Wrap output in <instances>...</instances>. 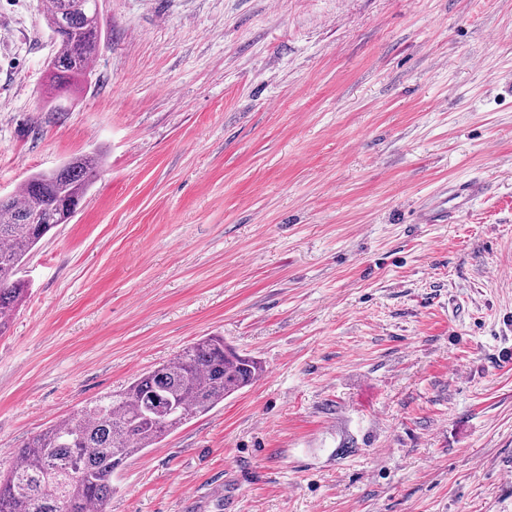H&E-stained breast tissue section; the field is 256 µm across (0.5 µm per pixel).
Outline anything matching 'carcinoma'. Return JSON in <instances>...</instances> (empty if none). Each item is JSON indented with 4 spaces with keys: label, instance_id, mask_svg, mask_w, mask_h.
Segmentation results:
<instances>
[{
    "label": "carcinoma",
    "instance_id": "1",
    "mask_svg": "<svg viewBox=\"0 0 512 512\" xmlns=\"http://www.w3.org/2000/svg\"><path fill=\"white\" fill-rule=\"evenodd\" d=\"M95 0H45L43 18L56 49L47 70L51 90L67 94L86 82L101 44ZM101 172V156H73L0 198V335L27 292L26 256L78 211ZM258 359L222 336H207L135 378L126 388L60 419L11 452L0 474V512H106L112 475L192 417L253 385Z\"/></svg>",
    "mask_w": 512,
    "mask_h": 512
}]
</instances>
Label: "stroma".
Listing matches in <instances>:
<instances>
[{
  "mask_svg": "<svg viewBox=\"0 0 512 512\" xmlns=\"http://www.w3.org/2000/svg\"><path fill=\"white\" fill-rule=\"evenodd\" d=\"M42 6L0 0V196L105 165L25 262L0 455L216 335L263 377L107 512H512V0H103L60 100Z\"/></svg>",
  "mask_w": 512,
  "mask_h": 512,
  "instance_id": "35a3bbf8",
  "label": "stroma"
}]
</instances>
